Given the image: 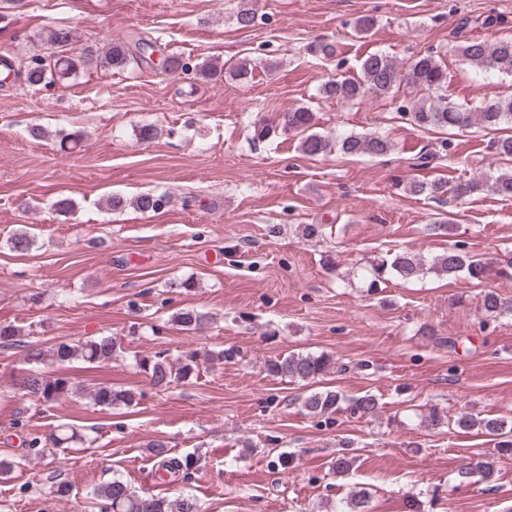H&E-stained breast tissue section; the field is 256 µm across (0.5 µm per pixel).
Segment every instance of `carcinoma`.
<instances>
[{"label": "carcinoma", "mask_w": 512, "mask_h": 512, "mask_svg": "<svg viewBox=\"0 0 512 512\" xmlns=\"http://www.w3.org/2000/svg\"><path fill=\"white\" fill-rule=\"evenodd\" d=\"M256 11L249 0H240L236 15L239 27L246 29L254 26ZM72 40L71 31L66 28L54 30L50 42L56 48L50 57L32 55L23 58L5 60L6 71L25 77L33 88L47 87L88 69H123L130 63L138 62L129 46L124 42H114L103 50L88 49L73 57L68 54V45ZM312 56L328 60L336 55V45L327 40H318L308 46ZM459 60L484 73L512 74V38L488 41L472 39L458 47ZM195 74L203 79H212L218 74L235 81L248 80L254 71L250 60L240 58L227 61L219 67L213 62H198L192 66ZM406 88L422 94L408 105L397 108L400 116L409 124L423 129L466 130L474 124L492 131L512 129V92L486 100L476 111L456 103L446 94L447 66L431 53L415 56L408 64L399 65L390 56L374 52L360 60L359 72L354 75H340L328 79L320 89L326 98L339 102L360 103L367 99L385 100ZM278 127L283 133H292L299 139V149L307 156H320L333 150L345 156H380L391 151L392 144L384 136L375 133H340L332 138L317 131L315 115L306 106L289 109L280 114ZM404 191L414 196L437 198L451 194L456 200H467L480 192H487L502 199H512V169L502 171L486 178H460L452 184L440 180L431 182H412ZM166 203L162 195L142 193L131 200L113 195L106 200L107 209L118 211L132 205L143 213L160 210ZM12 251L24 254L34 245L33 237L25 229L14 233L8 240ZM469 278L483 281L490 275L512 279V256L484 262L473 258L459 243L448 250L426 260L423 256L407 250H401L393 256H384L369 269H359L364 280L366 293L376 295L381 285L393 278L413 280L428 273L446 275L450 278L461 272ZM482 310L488 316L512 314V297L494 290L484 292L481 298ZM181 330L191 332L201 329L204 316L194 310L182 309L174 316ZM23 330L11 323H0V348L26 351L25 362L30 368L13 379L15 389L27 396L35 405H51L69 394H82L84 389L74 385L66 377L36 369V365L50 361L64 364L74 359L88 363L110 362L119 356L121 344L112 336H100L78 344L60 342L48 350H42L33 343L24 340ZM139 369L145 373L158 390H167L174 384L189 379L197 369L195 354L190 353L175 362L167 356L156 353L136 359ZM335 368L333 356L320 353H296L279 356L265 364L267 373L273 377L291 382L316 383ZM88 396L95 405L115 409L130 407L135 403L136 395L126 389H117L102 384L90 390ZM341 395L336 391H316L307 395L302 403L308 414L313 416L331 415L340 409ZM353 413L362 416H375L380 409L378 398L370 393L350 400ZM420 427L429 432L445 428L456 429L461 433L476 431L495 441L498 455H484L473 460L466 474L476 475L480 480L489 482L497 473L498 456L512 453V421L504 418H486L468 412H462L449 418L438 407H431L422 415ZM151 455L158 465L166 470L178 471L188 476L195 465L191 455L180 459L170 457L171 448L160 439L148 443ZM93 495L103 504L105 512H200L198 504L190 499H181L170 503L164 498L152 495H139L121 479L114 478L93 489ZM371 494L362 488L353 491L345 501V508L339 512H369Z\"/></svg>", "instance_id": "1"}]
</instances>
